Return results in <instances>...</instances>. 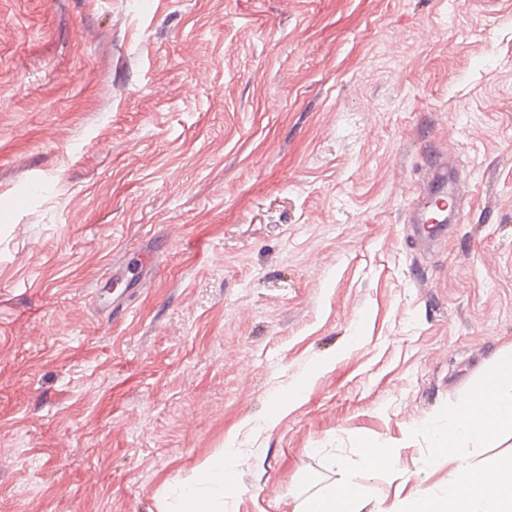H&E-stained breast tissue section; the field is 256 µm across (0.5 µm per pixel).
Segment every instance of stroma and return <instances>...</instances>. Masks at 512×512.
<instances>
[{
  "instance_id": "1",
  "label": "stroma",
  "mask_w": 512,
  "mask_h": 512,
  "mask_svg": "<svg viewBox=\"0 0 512 512\" xmlns=\"http://www.w3.org/2000/svg\"><path fill=\"white\" fill-rule=\"evenodd\" d=\"M511 352L512 0H0V512H179L206 461L292 512L362 440L383 512ZM421 181L419 194L409 204L406 223L411 224L416 238L435 242L447 232V224L459 221L461 202L469 190L458 178L456 156L449 153H435ZM439 201H449L448 209L437 208ZM357 454L363 462L365 477L377 470L393 471L398 468V451L396 448H375L369 442H360L357 446Z\"/></svg>"
}]
</instances>
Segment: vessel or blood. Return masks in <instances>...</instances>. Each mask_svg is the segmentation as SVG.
Segmentation results:
<instances>
[{
    "label": "vessel or blood",
    "instance_id": "obj_1",
    "mask_svg": "<svg viewBox=\"0 0 512 512\" xmlns=\"http://www.w3.org/2000/svg\"><path fill=\"white\" fill-rule=\"evenodd\" d=\"M468 192L458 178L457 158L452 154H434L422 176L420 192L407 211L416 238L434 242L448 225L457 223L461 203Z\"/></svg>",
    "mask_w": 512,
    "mask_h": 512
}]
</instances>
